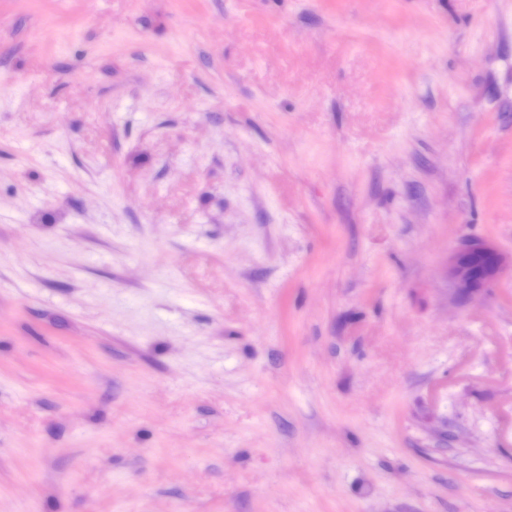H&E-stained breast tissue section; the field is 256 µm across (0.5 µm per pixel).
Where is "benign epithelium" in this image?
Segmentation results:
<instances>
[{
	"instance_id": "benign-epithelium-1",
	"label": "benign epithelium",
	"mask_w": 512,
	"mask_h": 512,
	"mask_svg": "<svg viewBox=\"0 0 512 512\" xmlns=\"http://www.w3.org/2000/svg\"><path fill=\"white\" fill-rule=\"evenodd\" d=\"M479 253L489 258L483 268L473 269L469 257ZM512 268L507 258L486 239L471 238L464 241L448 258V280L464 295L486 290L494 285L506 268Z\"/></svg>"
}]
</instances>
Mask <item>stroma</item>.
Segmentation results:
<instances>
[{
    "label": "stroma",
    "mask_w": 512,
    "mask_h": 512,
    "mask_svg": "<svg viewBox=\"0 0 512 512\" xmlns=\"http://www.w3.org/2000/svg\"><path fill=\"white\" fill-rule=\"evenodd\" d=\"M512 0H0V512H512ZM472 253L489 258L484 268L473 269L469 265ZM512 269V255L507 258L493 243L486 239L465 240L448 258V280L464 295L491 288L504 270Z\"/></svg>",
    "instance_id": "stroma-1"
}]
</instances>
